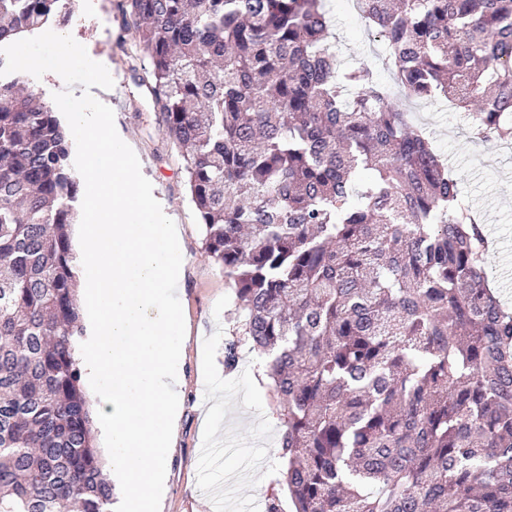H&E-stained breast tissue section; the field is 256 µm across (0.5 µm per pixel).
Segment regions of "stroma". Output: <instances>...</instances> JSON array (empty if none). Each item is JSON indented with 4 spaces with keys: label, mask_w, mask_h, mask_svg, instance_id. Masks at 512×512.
Listing matches in <instances>:
<instances>
[{
    "label": "stroma",
    "mask_w": 512,
    "mask_h": 512,
    "mask_svg": "<svg viewBox=\"0 0 512 512\" xmlns=\"http://www.w3.org/2000/svg\"><path fill=\"white\" fill-rule=\"evenodd\" d=\"M328 7L342 63L366 61L377 81L389 82L380 43L358 13L346 0H329ZM119 22L117 0H81L65 29L87 46L92 60L111 61L114 74L105 103L135 145L155 194L168 201L182 229L186 265L178 298L189 336L182 363L183 411L166 461L162 512H211L206 493L216 488L223 495L221 512H265L279 475L281 425L269 385L253 381L263 359L237 333L230 291L204 248L202 227L189 202L180 152L149 95L131 79L138 59L120 46ZM409 110L457 174L462 203L480 216L494 240L489 279L512 308V141L475 140L468 112L441 99L411 104ZM232 342L239 359L229 370L224 356Z\"/></svg>",
    "instance_id": "stroma-1"
}]
</instances>
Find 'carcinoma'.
I'll return each mask as SVG.
<instances>
[{"label": "carcinoma", "instance_id": "carcinoma-1", "mask_svg": "<svg viewBox=\"0 0 512 512\" xmlns=\"http://www.w3.org/2000/svg\"><path fill=\"white\" fill-rule=\"evenodd\" d=\"M327 0H121L206 252L279 402L292 512H512V313L477 214L397 100L512 137V0H357L393 85L341 64ZM66 0H0V44ZM69 133L0 81V512H108Z\"/></svg>", "mask_w": 512, "mask_h": 512}]
</instances>
